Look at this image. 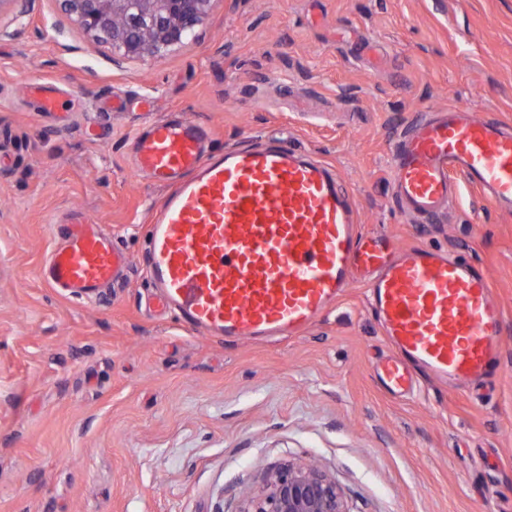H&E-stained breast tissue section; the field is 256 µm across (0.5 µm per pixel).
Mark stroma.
Wrapping results in <instances>:
<instances>
[{
    "mask_svg": "<svg viewBox=\"0 0 512 512\" xmlns=\"http://www.w3.org/2000/svg\"><path fill=\"white\" fill-rule=\"evenodd\" d=\"M34 79L61 91V116L24 98ZM448 106L512 123V0H216L196 42L120 64L59 0L0 13V512H238L288 462L330 475L349 512H512V215L464 184L425 222L389 189L405 126ZM179 115L217 150L313 153L363 231L482 269L503 315L492 382L387 393L361 283L280 340L212 339L149 309L165 191L129 157L147 121ZM74 210L130 258L114 299L39 275L51 220Z\"/></svg>",
    "mask_w": 512,
    "mask_h": 512,
    "instance_id": "35a3bbf8",
    "label": "stroma"
}]
</instances>
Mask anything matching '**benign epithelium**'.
Returning <instances> with one entry per match:
<instances>
[{
	"label": "benign epithelium",
	"mask_w": 512,
	"mask_h": 512,
	"mask_svg": "<svg viewBox=\"0 0 512 512\" xmlns=\"http://www.w3.org/2000/svg\"><path fill=\"white\" fill-rule=\"evenodd\" d=\"M90 36L118 60L161 58L193 43L215 0H62ZM240 512H348L336 482L313 468L288 464L269 474Z\"/></svg>",
	"instance_id": "1"
}]
</instances>
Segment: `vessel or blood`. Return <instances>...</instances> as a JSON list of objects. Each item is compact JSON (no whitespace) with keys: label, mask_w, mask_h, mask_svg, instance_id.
Segmentation results:
<instances>
[{"label":"vessel or blood","mask_w":512,"mask_h":512,"mask_svg":"<svg viewBox=\"0 0 512 512\" xmlns=\"http://www.w3.org/2000/svg\"><path fill=\"white\" fill-rule=\"evenodd\" d=\"M206 142L188 118L133 137L134 168L167 190L150 224L148 280L186 327L296 336L360 279L395 350L376 370L388 391H407L418 371L466 386L499 370L503 319L482 270L360 232L354 201L317 158L281 142L213 154ZM462 179L512 213L511 124L439 108L397 139L391 190L412 212L430 217L452 205ZM57 231L40 276L62 294L97 298L129 264L88 213H71Z\"/></svg>","instance_id":"1"}]
</instances>
